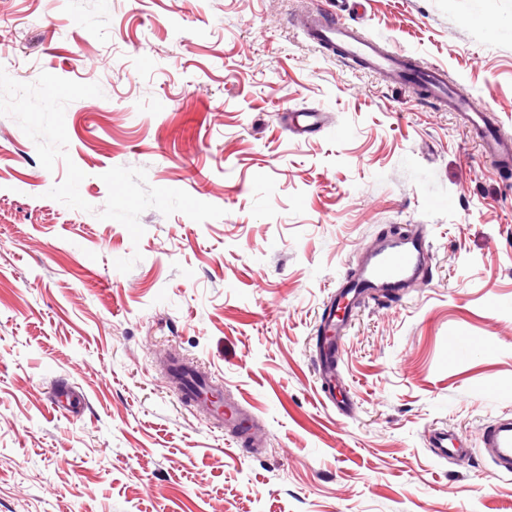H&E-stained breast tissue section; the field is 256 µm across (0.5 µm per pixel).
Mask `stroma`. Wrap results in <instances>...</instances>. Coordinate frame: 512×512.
Returning a JSON list of instances; mask_svg holds the SVG:
<instances>
[{
    "label": "stroma",
    "mask_w": 512,
    "mask_h": 512,
    "mask_svg": "<svg viewBox=\"0 0 512 512\" xmlns=\"http://www.w3.org/2000/svg\"><path fill=\"white\" fill-rule=\"evenodd\" d=\"M307 11L512 134V0H0V512H512L479 446L512 418V169ZM310 109L317 134L281 121ZM396 225L426 228L433 278L355 311L346 417L316 332ZM172 355L245 399L257 452L167 385ZM306 35L316 44L336 50L345 59L359 63L377 74L394 76L399 84L422 88L439 107L458 112L482 141L486 154L504 163L512 162V139L503 135L494 113L448 82L445 70L436 65L422 66L401 52L365 35L350 24L310 15ZM428 443L430 448H437L436 454L441 458H450L466 452L465 444L448 436V431L444 429L434 430L429 435Z\"/></svg>",
    "instance_id": "stroma-1"
}]
</instances>
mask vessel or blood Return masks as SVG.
Listing matches in <instances>:
<instances>
[{
    "label": "vessel or blood",
    "mask_w": 512,
    "mask_h": 512,
    "mask_svg": "<svg viewBox=\"0 0 512 512\" xmlns=\"http://www.w3.org/2000/svg\"><path fill=\"white\" fill-rule=\"evenodd\" d=\"M305 32L316 44L338 51L343 58L355 61L377 74L390 75L398 83L423 89L438 106L459 113L467 126L482 141L486 154L502 162H512V138L503 135L494 113L449 83L442 67L423 66L399 51L365 35L350 24L327 20L321 15L308 16ZM431 243L425 231L403 239H382L371 246L356 273L339 286L335 298L325 306L318 328L317 374L324 399H331L330 384L336 377L342 338L348 330V316L362 298L384 300L397 294L411 279L432 277ZM166 379L176 385L181 396L197 410L223 426L236 442L252 446L258 428L257 417L235 400H225L216 406L212 400L219 384L199 369L172 364ZM442 458L463 454V442L449 436L446 430H434L429 438ZM482 443L494 464L502 473L512 474V419L494 420L482 429Z\"/></svg>",
    "instance_id": "b4317fda"
}]
</instances>
